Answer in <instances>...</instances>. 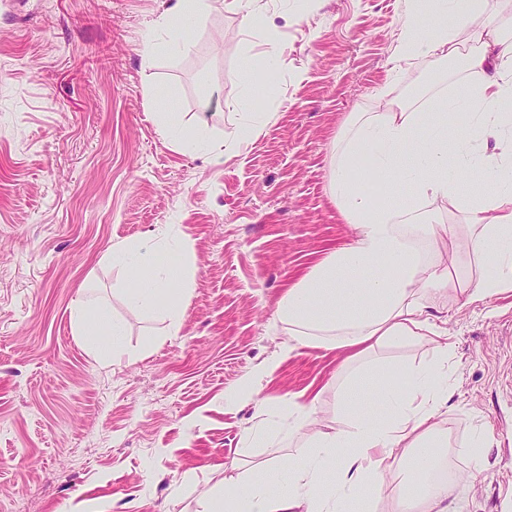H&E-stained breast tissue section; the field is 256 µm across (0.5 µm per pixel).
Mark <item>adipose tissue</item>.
<instances>
[{
	"label": "adipose tissue",
	"mask_w": 512,
	"mask_h": 512,
	"mask_svg": "<svg viewBox=\"0 0 512 512\" xmlns=\"http://www.w3.org/2000/svg\"><path fill=\"white\" fill-rule=\"evenodd\" d=\"M210 9L211 0H174L156 23L172 40L148 36L145 56L176 50ZM411 10L417 18L401 29L399 58L459 59L474 80L425 109L387 85L384 111L350 116L330 179L350 239L288 289L274 320L288 333L287 353L313 344L360 363L385 344L413 340L433 344L434 356L353 375L337 400L345 421L328 431L315 427L321 395L283 401L276 424L288 438L310 432L304 455L271 466L267 479L204 493L203 512H349L358 501L385 502L386 512H461L439 475L455 352L433 308L445 299L484 303L512 288V0H411ZM277 57L273 47L246 56L250 96L265 93ZM424 201L462 222L439 233ZM183 249L151 240L112 249L138 283L136 302L161 313L171 335L192 275ZM372 396L384 416L373 414Z\"/></svg>",
	"instance_id": "ef3b65f1"
}]
</instances>
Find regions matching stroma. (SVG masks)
<instances>
[{
  "label": "stroma",
  "instance_id": "stroma-1",
  "mask_svg": "<svg viewBox=\"0 0 512 512\" xmlns=\"http://www.w3.org/2000/svg\"><path fill=\"white\" fill-rule=\"evenodd\" d=\"M168 0H0V512H202L201 496L254 480L304 437L249 429L283 400L322 393L337 427L342 352L288 358L278 303L351 232L328 195L350 113L377 112L393 84L422 107L467 81L458 65L396 63L408 0H264L263 28L216 6L188 46L145 59ZM275 31L265 95L248 99L244 54ZM172 102L194 142L159 126ZM260 129L237 140L245 121ZM224 146L221 158L209 151ZM185 240L193 279L176 335L139 308L115 244ZM105 307L123 334L97 358L76 304ZM455 345L448 470L464 512H512V290L449 305ZM281 364L243 406L227 390ZM491 447L475 470V429Z\"/></svg>",
  "mask_w": 512,
  "mask_h": 512
}]
</instances>
